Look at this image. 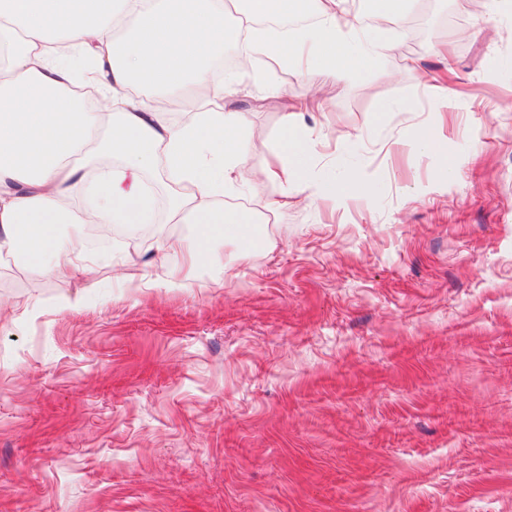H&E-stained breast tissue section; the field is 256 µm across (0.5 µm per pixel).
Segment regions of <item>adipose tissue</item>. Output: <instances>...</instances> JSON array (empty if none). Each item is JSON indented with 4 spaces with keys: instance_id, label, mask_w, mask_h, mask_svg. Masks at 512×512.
<instances>
[{
    "instance_id": "1",
    "label": "adipose tissue",
    "mask_w": 512,
    "mask_h": 512,
    "mask_svg": "<svg viewBox=\"0 0 512 512\" xmlns=\"http://www.w3.org/2000/svg\"><path fill=\"white\" fill-rule=\"evenodd\" d=\"M237 3L243 21L232 31L225 0H0V257L92 275L84 226L150 223L148 176L158 167L172 184L169 222L194 225L195 238L156 242L165 268L156 287H181L212 260L214 243L247 242L256 214L216 206L244 191L255 150L248 111L230 104L247 78L284 112L267 165L280 193L265 210L292 197L342 205L366 193L356 179L310 178L320 139L297 115L321 103L290 99L266 74L290 64L300 73L317 65L330 81L358 72L394 51L383 30L413 0H371L368 27L348 0ZM233 35L243 61L224 81L213 71ZM179 102L187 115L174 123Z\"/></svg>"
}]
</instances>
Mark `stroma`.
Wrapping results in <instances>:
<instances>
[{
  "label": "stroma",
  "mask_w": 512,
  "mask_h": 512,
  "mask_svg": "<svg viewBox=\"0 0 512 512\" xmlns=\"http://www.w3.org/2000/svg\"><path fill=\"white\" fill-rule=\"evenodd\" d=\"M395 53L336 82L269 72L322 144L312 176H356L368 200H298L249 243H225L180 288L155 217L114 235L140 249L115 278L0 265V512H512V17L418 0ZM448 49L457 98L441 110L408 71ZM252 112L249 191L278 100ZM434 133L448 149L416 151ZM81 294L78 309L64 306Z\"/></svg>",
  "instance_id": "obj_1"
}]
</instances>
